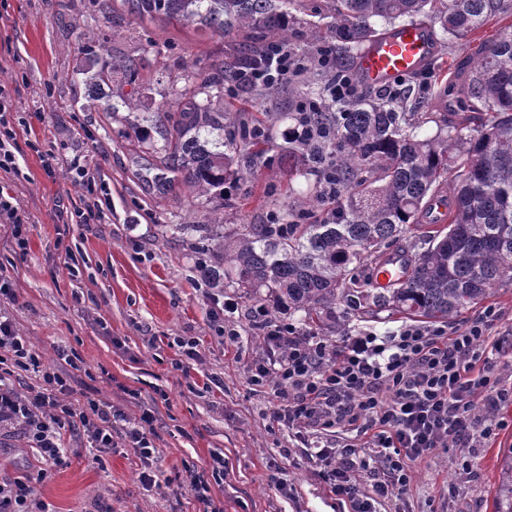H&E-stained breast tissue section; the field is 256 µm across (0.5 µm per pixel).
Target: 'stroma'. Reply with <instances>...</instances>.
Listing matches in <instances>:
<instances>
[{
	"label": "stroma",
	"instance_id": "1",
	"mask_svg": "<svg viewBox=\"0 0 512 512\" xmlns=\"http://www.w3.org/2000/svg\"><path fill=\"white\" fill-rule=\"evenodd\" d=\"M104 0H0V84L18 113H42L16 136L19 175L0 174V186L13 194L26 216L25 253L0 240V281L17 295L8 312L21 336L44 363L58 349L73 352L80 371L73 374L77 400L99 398L127 415L157 403L155 443L158 484L145 489L129 449L99 452L82 434L64 430L70 450L66 467L52 471L34 496L54 512H192L183 495L189 471L207 468L212 451L224 454V479L213 485L224 512H343L298 448L294 430L271 425L265 415L268 394L253 385L248 365L268 349L250 317L251 301L231 285L210 288L196 272L197 254L175 234L187 211L206 221L205 199L175 191L157 192L154 178L163 141L158 133L139 138L123 115L96 107L82 71L79 35L97 17L103 46L114 58H138L136 81L142 92L139 123L150 128L157 105L179 111L184 74L192 60L221 59L228 40L205 28H184L159 19L106 15ZM512 25V13L467 40H449L433 61L441 70L465 67L481 43ZM156 42L162 56L148 48ZM326 75L309 68L300 81L260 97L244 89L215 100L214 109L244 115L290 112L298 97L323 87ZM288 123L272 130L275 147L257 163V176L224 186L228 224L279 222L292 205L302 223L314 206L307 192L316 173L287 175L278 160ZM54 152V173H46L40 151ZM88 172L109 184L111 208L100 223L69 224L64 210L84 206L81 186L69 169L73 156ZM234 299L239 309L229 324L240 334L227 346L211 329L214 298ZM502 316L492 331V363L502 388L512 387V288L488 297ZM338 332L326 326L323 339L373 332L385 336L404 326L387 309L340 318ZM195 338L201 359L179 368L176 342ZM498 426L493 441L473 448L439 449L416 461L410 484L391 503L392 512H494L501 461L512 448V399L488 413ZM38 465L35 449L18 432L0 434V477L22 479Z\"/></svg>",
	"mask_w": 512,
	"mask_h": 512
}]
</instances>
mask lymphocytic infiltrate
I'll use <instances>...</instances> for the list:
<instances>
[{"instance_id": "1", "label": "lymphocytic infiltrate", "mask_w": 512, "mask_h": 512, "mask_svg": "<svg viewBox=\"0 0 512 512\" xmlns=\"http://www.w3.org/2000/svg\"><path fill=\"white\" fill-rule=\"evenodd\" d=\"M266 57V67L252 71L244 86L287 82L314 64L329 74V99L351 100L359 94L352 76L337 69L332 47H320L308 60L287 44L273 43ZM70 170L81 179L87 196L72 220L100 221L109 187L89 176L81 157H73ZM252 318L262 324L264 341L273 347L272 353L249 365L252 383L272 391L270 423L316 431L350 428L368 435L375 449L369 457L350 444L305 449L320 481L348 512H378L407 486L410 463L450 444L472 447L496 431L495 425L481 422L498 390L487 350L501 318L495 307H486L481 316L452 331L407 325L389 336H350L339 347L302 334L288 321L270 320L263 306H255ZM0 350L14 367L34 370L41 379L38 390L25 394L0 388V427L21 429L38 456V468L28 480L0 481V512H50L48 504L34 501L33 486L66 465L68 450L62 436L68 428L82 432L99 451L130 449L140 481L155 485L156 407L141 408L131 417L101 399L74 404L68 369L75 366V355L63 351L58 363H43L2 311ZM223 477L224 456L218 452L211 455L207 469L192 475L184 494L198 512H224L211 495L212 482Z\"/></svg>"}]
</instances>
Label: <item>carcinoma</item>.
I'll use <instances>...</instances> for the list:
<instances>
[{"label": "carcinoma", "instance_id": "cac0c4a2", "mask_svg": "<svg viewBox=\"0 0 512 512\" xmlns=\"http://www.w3.org/2000/svg\"><path fill=\"white\" fill-rule=\"evenodd\" d=\"M120 2L139 18L161 16L182 27L242 35L229 60L203 68L191 64L180 111H157L164 140L161 169L181 174L185 188L212 204L210 223L176 225L206 255L197 269L207 284L230 282L264 305L268 315L300 312L315 330L343 306L358 311L383 306L403 317L448 322L498 289L512 287L511 31L481 44L469 78L457 88L466 110L478 113L473 135L457 132L459 124L447 112L436 116L434 135H420L423 113L407 95L347 101L334 115L306 117L329 136L288 143L280 163L291 170L316 169L330 160L341 200L317 224H298L287 211L283 224L224 231L225 182L243 172L242 159L258 155L254 148L273 141L267 130L245 122L234 136L214 138L224 130V113L211 107V99L224 95L225 80L248 71L270 40L286 43L299 27L313 46L328 37L362 47L401 20L463 40L508 13L507 0H325L316 21L299 16L303 0ZM82 38L89 79L97 87L125 80L130 86L125 121L146 135L131 118L141 107L132 82L137 61H117L100 50L91 25ZM449 184L453 199L445 223H423ZM411 235L420 248L403 257L405 276L394 287L380 290L372 279L352 276L362 265L375 269L392 244ZM498 495L502 507L496 512H512V450L502 461Z\"/></svg>", "mask_w": 512, "mask_h": 512}]
</instances>
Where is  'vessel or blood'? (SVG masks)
<instances>
[{
  "instance_id": "b4317fda",
  "label": "vessel or blood",
  "mask_w": 512,
  "mask_h": 512,
  "mask_svg": "<svg viewBox=\"0 0 512 512\" xmlns=\"http://www.w3.org/2000/svg\"><path fill=\"white\" fill-rule=\"evenodd\" d=\"M433 51L427 29L414 23L405 24L365 47L356 58L355 68L364 85L380 87L422 71Z\"/></svg>"
}]
</instances>
